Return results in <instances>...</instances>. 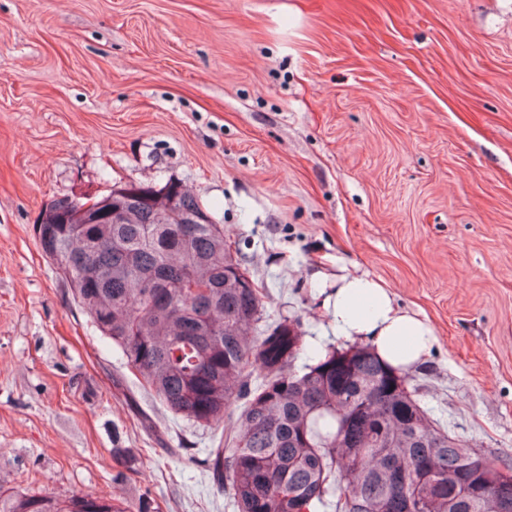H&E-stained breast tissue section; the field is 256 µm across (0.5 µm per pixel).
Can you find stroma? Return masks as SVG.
<instances>
[{
    "mask_svg": "<svg viewBox=\"0 0 512 512\" xmlns=\"http://www.w3.org/2000/svg\"><path fill=\"white\" fill-rule=\"evenodd\" d=\"M170 179L308 345L347 342L337 275L385 283L436 337L415 397L512 465V0H0L1 486L233 512L219 431L135 387L35 233Z\"/></svg>",
    "mask_w": 512,
    "mask_h": 512,
    "instance_id": "35a3bbf8",
    "label": "stroma"
}]
</instances>
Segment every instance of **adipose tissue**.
I'll return each mask as SVG.
<instances>
[{"mask_svg":"<svg viewBox=\"0 0 512 512\" xmlns=\"http://www.w3.org/2000/svg\"><path fill=\"white\" fill-rule=\"evenodd\" d=\"M369 306L357 313L358 303ZM332 316L344 336L368 340L378 357L393 368L408 371L422 363L434 340L432 327L398 308L391 290L365 275L337 276Z\"/></svg>","mask_w":512,"mask_h":512,"instance_id":"adipose-tissue-1","label":"adipose tissue"}]
</instances>
